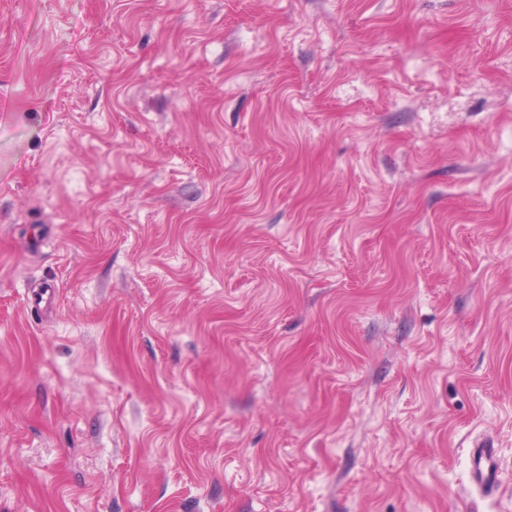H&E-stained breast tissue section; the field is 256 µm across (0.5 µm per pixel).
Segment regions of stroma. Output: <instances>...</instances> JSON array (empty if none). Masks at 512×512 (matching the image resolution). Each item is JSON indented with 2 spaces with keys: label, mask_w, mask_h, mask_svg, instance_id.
Segmentation results:
<instances>
[{
  "label": "stroma",
  "mask_w": 512,
  "mask_h": 512,
  "mask_svg": "<svg viewBox=\"0 0 512 512\" xmlns=\"http://www.w3.org/2000/svg\"><path fill=\"white\" fill-rule=\"evenodd\" d=\"M0 512H512V0H0ZM474 483L483 491H491L498 484V460L495 448L478 444L471 452Z\"/></svg>",
  "instance_id": "1"
}]
</instances>
